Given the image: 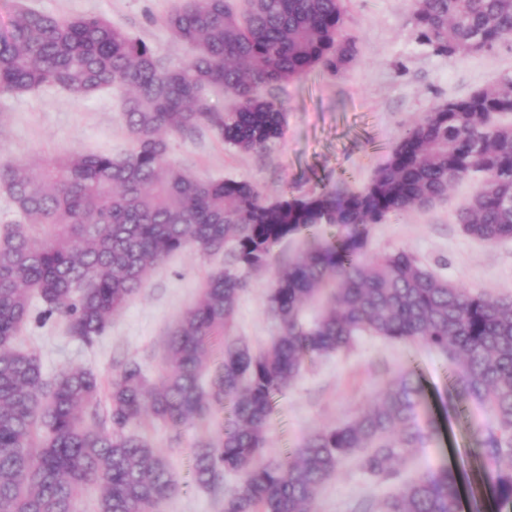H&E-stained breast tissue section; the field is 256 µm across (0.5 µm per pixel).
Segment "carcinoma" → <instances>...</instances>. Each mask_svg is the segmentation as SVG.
Returning a JSON list of instances; mask_svg holds the SVG:
<instances>
[{
	"label": "carcinoma",
	"mask_w": 512,
	"mask_h": 512,
	"mask_svg": "<svg viewBox=\"0 0 512 512\" xmlns=\"http://www.w3.org/2000/svg\"><path fill=\"white\" fill-rule=\"evenodd\" d=\"M343 18L344 0H175L163 23L190 57L167 64L101 16L14 3L0 28V95L116 88L130 149L0 161V190L17 215L0 224V512H81L89 486L94 512H154L177 481L144 426L210 423L227 405L224 424L192 454L197 486L238 478L224 512H317L320 489L352 459L377 482L402 480L376 512H462L452 470L401 479L398 465L433 434L416 423L424 388L410 366L366 413L265 459L274 398L306 362L363 334L435 349L459 402L489 409L492 423L477 431L485 494L512 512V296L457 288L404 250L367 255L373 225L430 207L473 177L458 224L482 241L512 239V76L426 113L357 192L325 185L297 195L285 185L268 199L249 182L195 176L171 159L170 138L202 131L243 153L278 140L284 113L272 89L355 59ZM410 23L437 56L489 53L512 39V0H412ZM214 90L234 105L215 109ZM294 238L306 247L275 268L268 313L277 333L256 352L229 334L239 299ZM189 250L222 251L224 267L169 331L156 381L129 360L103 398L91 370L49 380L40 357L17 348L36 302L93 345L149 269ZM214 336L224 337V359L211 373Z\"/></svg>",
	"instance_id": "cac0c4a2"
}]
</instances>
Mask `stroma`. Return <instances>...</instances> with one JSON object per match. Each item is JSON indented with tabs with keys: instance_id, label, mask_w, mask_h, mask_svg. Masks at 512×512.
<instances>
[{
	"instance_id": "35a3bbf8",
	"label": "stroma",
	"mask_w": 512,
	"mask_h": 512,
	"mask_svg": "<svg viewBox=\"0 0 512 512\" xmlns=\"http://www.w3.org/2000/svg\"><path fill=\"white\" fill-rule=\"evenodd\" d=\"M43 12L70 17L95 14L142 38L161 59H187L186 46L163 25L174 0H27ZM343 32L358 43V55L338 74L316 67L284 84V133L262 152L244 154L225 147L205 132L193 139L173 138L172 157L189 172L210 178L252 183L273 197L282 186L306 194L326 184L361 190L390 155L404 130L452 97H463L512 75V42L490 53L440 57L420 45L410 25V0H345ZM120 96L104 90L78 98L45 87L19 96H0V159L29 158L71 150L118 154L129 147L119 121ZM475 189L454 186L445 201L415 208L397 219L374 225L370 251L404 250L460 288L494 296H512V240L488 244L466 235L456 212ZM223 255L181 252L148 273L142 292L112 320L94 345L72 339L58 318L32 316L19 345L36 352L46 377L65 367L93 371L109 385L121 362L134 359L150 380L163 367L169 328L198 299L208 274L222 267ZM269 274L252 277L242 293L232 335L253 348L267 346L276 325L267 315ZM417 366L428 404L417 413L421 426L439 431L405 463L406 473L447 466L460 476L463 512H473L481 494L482 461L474 432L486 426V406L468 405L463 413L444 410L450 393L445 359L423 345H403L375 336L360 337L344 351L307 365L288 391L276 398L267 434V453L280 457L301 446L314 432L362 414L407 363ZM199 432L158 425L149 438L163 449L178 488L159 512H223V496L192 480V450ZM389 486L371 482L348 463L321 489L318 512H355L358 502L380 501Z\"/></svg>"
}]
</instances>
